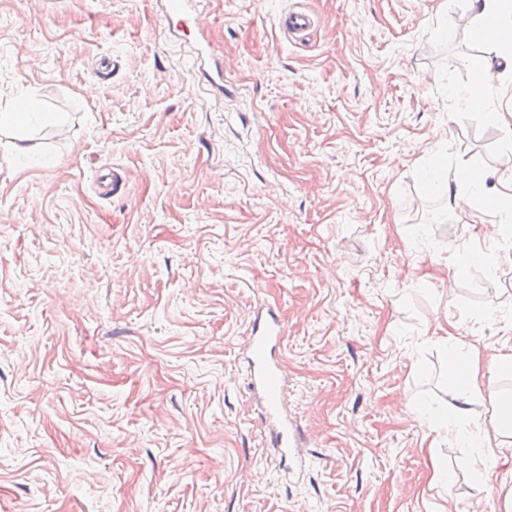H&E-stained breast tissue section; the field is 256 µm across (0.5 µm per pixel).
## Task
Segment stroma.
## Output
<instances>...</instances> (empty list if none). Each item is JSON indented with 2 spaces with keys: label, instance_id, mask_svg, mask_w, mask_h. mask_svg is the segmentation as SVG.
I'll list each match as a JSON object with an SVG mask.
<instances>
[{
  "label": "stroma",
  "instance_id": "obj_1",
  "mask_svg": "<svg viewBox=\"0 0 512 512\" xmlns=\"http://www.w3.org/2000/svg\"><path fill=\"white\" fill-rule=\"evenodd\" d=\"M294 2L203 0L194 32L160 0H0V112L56 118L0 130V512H512V457L473 472L411 414L454 402L450 335L486 371L472 417L512 402V73L449 99L485 50L460 0H306L291 42ZM440 147L489 199L417 181ZM466 248L495 267L454 275ZM269 306L290 476L247 372ZM315 24L313 16L305 11L290 9L278 18V25L285 37L301 40Z\"/></svg>",
  "mask_w": 512,
  "mask_h": 512
}]
</instances>
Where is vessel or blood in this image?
Here are the masks:
<instances>
[{
	"label": "vessel or blood",
	"instance_id": "vessel-or-blood-1",
	"mask_svg": "<svg viewBox=\"0 0 512 512\" xmlns=\"http://www.w3.org/2000/svg\"><path fill=\"white\" fill-rule=\"evenodd\" d=\"M200 0H162L161 8L167 17L179 18L182 23L195 20ZM315 24L313 16L301 10L283 12L278 25L285 37L300 40ZM286 334L282 320L276 314L256 317L251 324L247 358L252 390L265 404L266 419L274 428L273 446L281 458L293 452L288 433V418L283 411L284 377L274 349Z\"/></svg>",
	"mask_w": 512,
	"mask_h": 512
}]
</instances>
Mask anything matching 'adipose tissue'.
<instances>
[{"label": "adipose tissue", "mask_w": 512, "mask_h": 512, "mask_svg": "<svg viewBox=\"0 0 512 512\" xmlns=\"http://www.w3.org/2000/svg\"><path fill=\"white\" fill-rule=\"evenodd\" d=\"M470 15L471 36L480 43H490L496 48L494 56L475 55L468 61L470 81L463 87H449L451 97L466 107L478 109L483 106L490 91L492 70L495 63H504L512 70V0H465ZM415 419L428 425L429 429L442 430L458 438L469 439L474 448L467 460L468 468L478 471L488 459L512 450V405L495 404L489 428L481 425L464 427L469 416L467 405L456 408L455 418L447 414L428 415L424 406L413 409Z\"/></svg>", "instance_id": "1"}]
</instances>
